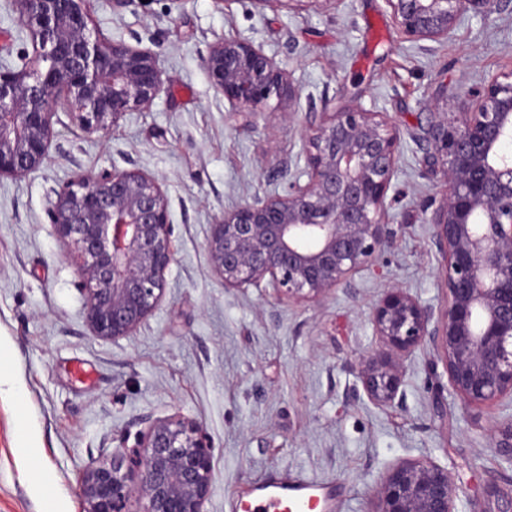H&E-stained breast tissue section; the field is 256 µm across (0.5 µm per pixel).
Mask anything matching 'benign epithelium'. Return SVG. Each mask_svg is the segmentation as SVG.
<instances>
[{"instance_id": "1", "label": "benign epithelium", "mask_w": 512, "mask_h": 512, "mask_svg": "<svg viewBox=\"0 0 512 512\" xmlns=\"http://www.w3.org/2000/svg\"><path fill=\"white\" fill-rule=\"evenodd\" d=\"M89 2L15 0L35 55L17 71L0 64V178L43 166L59 97L81 123L105 130L149 108L163 88L156 53L93 34ZM387 2L416 42L448 38L468 14L512 10V0ZM204 67L246 128L271 100L297 94L274 58L236 35L214 44ZM450 101L457 111H448ZM307 126L306 181L256 195L211 225L206 249L224 287L265 283L290 300L319 302L351 287L392 242L384 216L395 200L399 130L385 113L360 106L312 112ZM414 138L428 146L424 175L445 185L425 223L434 228L448 301L436 312L402 288L389 289L372 313L388 353L363 357L357 378L371 402L394 404L403 398L401 362L428 342L449 394L463 406L512 401V70L452 92L440 84L435 111ZM49 216L70 247L91 334L132 335L163 300L175 262L162 183L136 168L78 175L57 192ZM492 444L512 462V419ZM212 461L202 423L156 419L132 449L86 468L84 512H204ZM376 512H457L448 469L430 459L392 465Z\"/></svg>"}]
</instances>
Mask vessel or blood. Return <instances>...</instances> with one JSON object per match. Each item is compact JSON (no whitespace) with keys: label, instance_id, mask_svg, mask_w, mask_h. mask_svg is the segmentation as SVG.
Here are the masks:
<instances>
[{"label":"vessel or blood","instance_id":"vessel-or-blood-1","mask_svg":"<svg viewBox=\"0 0 512 512\" xmlns=\"http://www.w3.org/2000/svg\"><path fill=\"white\" fill-rule=\"evenodd\" d=\"M327 488L302 476L268 481L258 485L252 501L241 504V512H316L329 508Z\"/></svg>","mask_w":512,"mask_h":512}]
</instances>
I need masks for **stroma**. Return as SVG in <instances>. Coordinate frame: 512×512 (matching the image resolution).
I'll return each mask as SVG.
<instances>
[{"mask_svg":"<svg viewBox=\"0 0 512 512\" xmlns=\"http://www.w3.org/2000/svg\"><path fill=\"white\" fill-rule=\"evenodd\" d=\"M91 29L105 41L156 52L165 83L151 106L103 131L82 128L57 103L47 162L0 179V368L19 398H0V512H83V471L134 445L148 421L179 414L201 422L213 447L205 512L265 478L301 474L334 494L333 512H375L387 468L430 459L448 469L459 512L491 489L512 491V465L492 448L512 402L470 407L446 395L447 376L430 346L404 363L402 405L368 400L361 357L379 352L374 307L392 285L424 305L446 303L442 260L426 212L441 183L423 175L414 140L439 83L467 88L512 70V14L468 15L439 42H412L387 0H128L114 10L92 0ZM235 34L273 57L298 89L253 129L208 81L210 47ZM33 45L13 0H0V62L20 69ZM360 103L401 132L395 231L382 256L351 288L321 303L270 288H225L205 247L215 219L254 195L284 190L304 166L303 118ZM139 168L169 198L176 261L166 295L135 333L101 339L86 323L79 277L54 233L49 207L77 175ZM37 437L30 457L20 431ZM51 482L35 492L38 473Z\"/></svg>","mask_w":512,"mask_h":512,"instance_id":"obj_1","label":"stroma"}]
</instances>
